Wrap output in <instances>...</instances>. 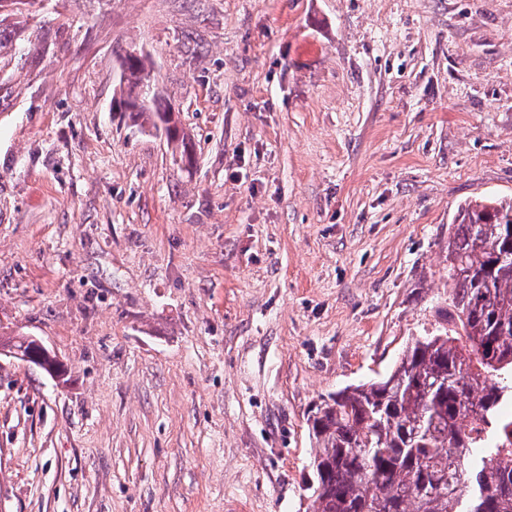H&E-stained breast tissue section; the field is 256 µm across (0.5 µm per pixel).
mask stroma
I'll list each match as a JSON object with an SVG mask.
<instances>
[{"label": "stroma", "mask_w": 512, "mask_h": 512, "mask_svg": "<svg viewBox=\"0 0 512 512\" xmlns=\"http://www.w3.org/2000/svg\"><path fill=\"white\" fill-rule=\"evenodd\" d=\"M4 26L0 336L68 379L0 357V512H313L312 408L444 324L458 206L512 198V0H45ZM127 48L191 162L115 110Z\"/></svg>", "instance_id": "stroma-1"}]
</instances>
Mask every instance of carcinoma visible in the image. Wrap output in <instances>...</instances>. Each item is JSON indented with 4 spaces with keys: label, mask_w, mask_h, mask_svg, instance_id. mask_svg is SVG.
Masks as SVG:
<instances>
[{
    "label": "carcinoma",
    "mask_w": 512,
    "mask_h": 512,
    "mask_svg": "<svg viewBox=\"0 0 512 512\" xmlns=\"http://www.w3.org/2000/svg\"><path fill=\"white\" fill-rule=\"evenodd\" d=\"M155 82L149 61L132 86ZM162 100L136 113L156 127ZM172 155L192 156L184 130ZM451 306L469 340L448 331L407 347L381 381L346 387L311 419L314 512H512V199L461 205L448 229Z\"/></svg>",
    "instance_id": "carcinoma-1"
}]
</instances>
